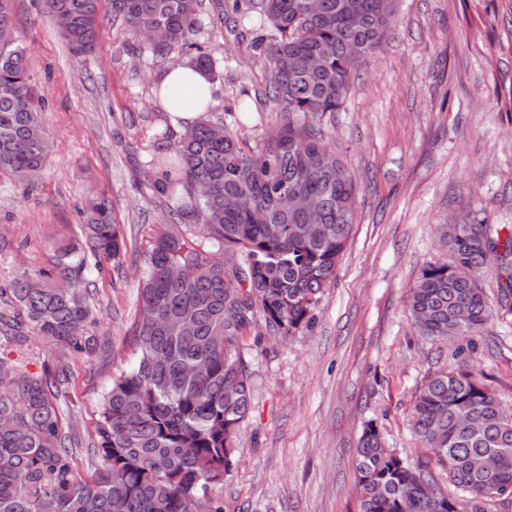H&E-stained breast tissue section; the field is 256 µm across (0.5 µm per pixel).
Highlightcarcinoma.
<instances>
[{"label":"carcinoma","instance_id":"carcinoma-1","mask_svg":"<svg viewBox=\"0 0 512 512\" xmlns=\"http://www.w3.org/2000/svg\"><path fill=\"white\" fill-rule=\"evenodd\" d=\"M8 0H0V173L35 185L49 143L43 95L24 49L10 48ZM397 0H232L227 18L249 29L276 77L265 87L274 119L252 148L228 126L202 120L165 145L157 193L185 205L153 237L135 319L133 368L102 396L91 471L61 432L57 382L69 354L89 351L93 320L82 249L65 245L51 265L15 278L9 296L22 323L56 346L42 377L0 361V512H223L209 490L234 466L232 443L250 408L244 333L293 336L309 328L355 221L357 186L326 143L323 120L348 100L362 66L387 38ZM199 0H45L70 51L95 52L104 18L143 34L156 55L174 51L209 78L214 62L190 40ZM284 195L308 200L286 209ZM85 248L112 261L127 249L108 201L83 225ZM449 260L425 263L408 299L411 322L431 339L476 336L493 317L477 274L496 269L501 305H512V225L467 219L439 225ZM69 280L66 288L58 282ZM179 326L172 333L170 325ZM199 362L203 375L191 373ZM412 427L457 494L422 464L384 447L365 424L354 459L361 512H508L512 417L473 369L428 377L414 396Z\"/></svg>","mask_w":512,"mask_h":512}]
</instances>
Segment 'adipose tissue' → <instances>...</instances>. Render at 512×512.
Segmentation results:
<instances>
[{
    "label": "adipose tissue",
    "instance_id": "adipose-tissue-1",
    "mask_svg": "<svg viewBox=\"0 0 512 512\" xmlns=\"http://www.w3.org/2000/svg\"><path fill=\"white\" fill-rule=\"evenodd\" d=\"M216 88L194 64L184 61L168 68L158 85V100L174 129L197 122L215 102Z\"/></svg>",
    "mask_w": 512,
    "mask_h": 512
}]
</instances>
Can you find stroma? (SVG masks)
<instances>
[{
    "label": "stroma",
    "instance_id": "stroma-1",
    "mask_svg": "<svg viewBox=\"0 0 512 512\" xmlns=\"http://www.w3.org/2000/svg\"><path fill=\"white\" fill-rule=\"evenodd\" d=\"M14 36L41 90L51 148L37 185L0 174V288L82 244L85 210L108 200L130 247L120 265L87 273L91 352L72 354L61 385L64 433L89 444L113 375L135 362L137 285L152 229L177 200L155 192L162 136L177 139L155 90L177 54H153L119 24L96 53L75 58L41 0H12ZM193 41L219 78L207 119H224L240 89L252 99L232 128L257 142L273 114L269 75L249 34L229 32L222 0H202ZM354 173L359 205L348 246L311 330H248L243 355L252 407L234 443V468L211 489L224 512H360L353 460L365 422L415 462V389L457 362L473 365L512 412V311L495 269L479 275L495 314L475 339L418 336L409 287L422 265L447 259L437 227L475 214L512 224V0H399L387 39L325 126ZM57 353L30 328L0 337V361L43 376Z\"/></svg>",
    "mask_w": 512,
    "mask_h": 512
}]
</instances>
